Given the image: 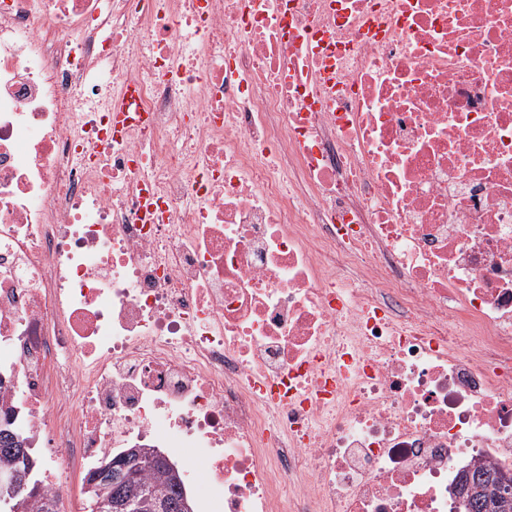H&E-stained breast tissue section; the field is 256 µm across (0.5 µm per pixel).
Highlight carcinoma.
<instances>
[{
    "instance_id": "carcinoma-1",
    "label": "carcinoma",
    "mask_w": 512,
    "mask_h": 512,
    "mask_svg": "<svg viewBox=\"0 0 512 512\" xmlns=\"http://www.w3.org/2000/svg\"><path fill=\"white\" fill-rule=\"evenodd\" d=\"M24 437L10 420L0 422V473H28L25 487L14 495L0 498V512H50V506H60L61 498L43 491L37 468H29L30 449L23 446ZM512 482V477L491 467H479L463 473L458 487L462 498L460 512H512V497L501 493L500 483ZM122 495L129 502L127 512H152L153 500L162 498L168 502L169 512H183L182 484L174 482L166 469H143L121 484Z\"/></svg>"
}]
</instances>
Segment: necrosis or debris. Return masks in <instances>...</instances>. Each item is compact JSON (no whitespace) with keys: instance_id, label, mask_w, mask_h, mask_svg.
Listing matches in <instances>:
<instances>
[{"instance_id":"necrosis-or-debris-1","label":"necrosis or debris","mask_w":512,"mask_h":512,"mask_svg":"<svg viewBox=\"0 0 512 512\" xmlns=\"http://www.w3.org/2000/svg\"><path fill=\"white\" fill-rule=\"evenodd\" d=\"M0 370L54 494L135 446L203 512L512 473V0H0Z\"/></svg>"}]
</instances>
